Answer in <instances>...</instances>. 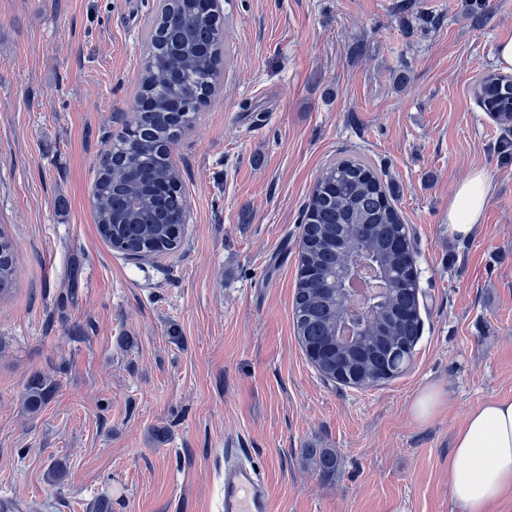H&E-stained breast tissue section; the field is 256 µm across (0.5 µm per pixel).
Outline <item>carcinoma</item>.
I'll list each match as a JSON object with an SVG mask.
<instances>
[{"label":"carcinoma","instance_id":"1","mask_svg":"<svg viewBox=\"0 0 512 512\" xmlns=\"http://www.w3.org/2000/svg\"><path fill=\"white\" fill-rule=\"evenodd\" d=\"M178 11L175 0L158 5V16L146 37L147 58L139 94L155 101L150 111L134 109L132 120L119 138L101 154L91 201L98 232L114 249L131 257L170 253L180 247L183 227L169 223V216L187 212V198L180 179L170 175L171 145L178 133L190 126L204 102L195 94L211 91L220 82L224 67V23L219 14L190 22L187 55L172 52V43L182 37V26L167 25ZM478 105L486 112L512 114V76L489 72L473 88ZM181 98L184 109L169 112L170 100ZM138 163L140 179L127 177L130 157ZM411 238L391 203L389 188L375 169L361 157H343L331 162L317 178L306 205L299 244L298 268L314 275L297 276L293 299V322L303 350L315 347L323 363L315 368L327 379L344 386L377 374L390 380L412 361L422 335V319H395V311L419 309V292L393 288L378 300L360 323L362 355L346 350L338 336L348 312L331 292L318 286L316 277L346 266L360 254L371 255L385 272L394 263L393 238ZM16 276L15 249L10 237L0 232V296L7 293ZM51 392L50 385L35 376L28 384L26 402L38 410ZM320 474L336 472V455L315 452Z\"/></svg>","mask_w":512,"mask_h":512}]
</instances>
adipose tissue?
<instances>
[{
    "label": "adipose tissue",
    "instance_id": "1",
    "mask_svg": "<svg viewBox=\"0 0 512 512\" xmlns=\"http://www.w3.org/2000/svg\"><path fill=\"white\" fill-rule=\"evenodd\" d=\"M490 192L480 171L459 185L448 205L450 237L476 232ZM448 478L454 501L466 512H489L512 494V400L490 401L469 414L454 438Z\"/></svg>",
    "mask_w": 512,
    "mask_h": 512
}]
</instances>
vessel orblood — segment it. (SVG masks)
<instances>
[{
    "label": "vessel or blood",
    "mask_w": 512,
    "mask_h": 512,
    "mask_svg": "<svg viewBox=\"0 0 512 512\" xmlns=\"http://www.w3.org/2000/svg\"><path fill=\"white\" fill-rule=\"evenodd\" d=\"M220 512H270L269 488L251 464L232 457L225 461Z\"/></svg>",
    "instance_id": "1"
}]
</instances>
